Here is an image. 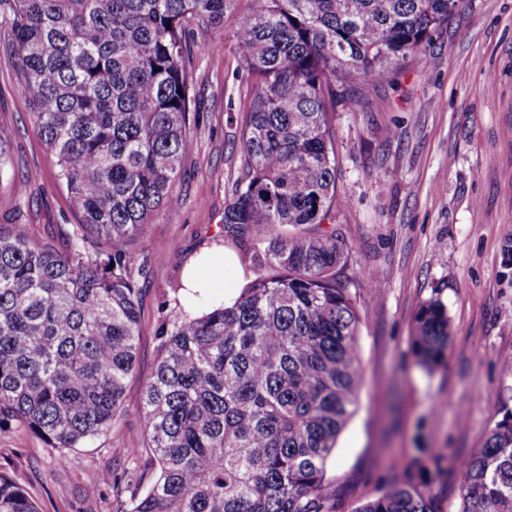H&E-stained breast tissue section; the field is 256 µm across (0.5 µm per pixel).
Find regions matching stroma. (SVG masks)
<instances>
[{
    "mask_svg": "<svg viewBox=\"0 0 512 512\" xmlns=\"http://www.w3.org/2000/svg\"><path fill=\"white\" fill-rule=\"evenodd\" d=\"M234 25L197 26L196 42L223 49L189 67L195 150L183 158L181 203L157 213L142 302L138 378L120 427L79 448L58 449L14 427L0 433V473L23 487L38 512H112L114 469L150 481L130 463L141 447V382L157 358L163 311L183 303V274L199 252L223 246L224 205L242 172L237 121L251 95L246 69L226 41ZM8 37L0 31V133L12 167L0 177V224L26 225L37 240L65 247L78 223L52 157L28 122ZM395 129L388 137L387 129ZM335 224L350 250L357 291L363 383L340 433L326 479L347 512L403 479L420 449L445 454L432 487L441 512H455V459L483 445L493 406L512 384V0H465L427 50L394 82L355 92L336 120ZM440 298L451 342L428 372L413 355L414 315Z\"/></svg>",
    "mask_w": 512,
    "mask_h": 512,
    "instance_id": "obj_1",
    "label": "stroma"
}]
</instances>
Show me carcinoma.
Returning <instances> with one entry per match:
<instances>
[{"label":"carcinoma","instance_id":"1","mask_svg":"<svg viewBox=\"0 0 512 512\" xmlns=\"http://www.w3.org/2000/svg\"><path fill=\"white\" fill-rule=\"evenodd\" d=\"M0 0L30 122L81 223L68 246L0 224V430L53 448L116 425L138 361L145 227L177 204L194 150L187 62L198 21L224 24L252 84L243 176L224 233L253 273L231 308L170 309L141 385L147 486L112 479L113 512H343L327 462L362 381L349 250L331 221L336 112L392 80L464 0ZM438 298L412 350L445 360ZM456 463V512H512V408ZM0 512H38L0 473ZM352 512H441L427 484L394 483Z\"/></svg>","mask_w":512,"mask_h":512}]
</instances>
